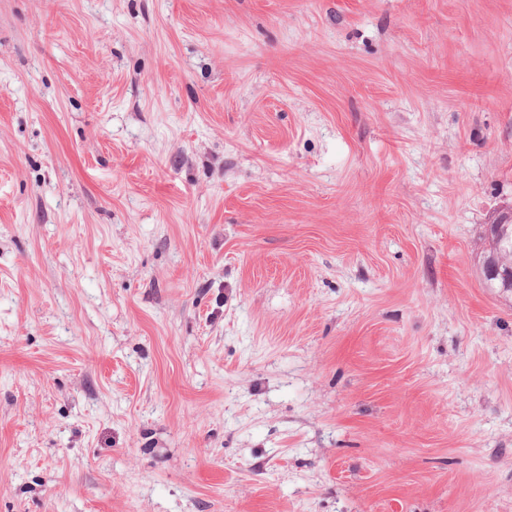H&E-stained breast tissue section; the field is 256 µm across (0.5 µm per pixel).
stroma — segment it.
Returning <instances> with one entry per match:
<instances>
[{
  "label": "stroma",
  "instance_id": "1",
  "mask_svg": "<svg viewBox=\"0 0 512 512\" xmlns=\"http://www.w3.org/2000/svg\"><path fill=\"white\" fill-rule=\"evenodd\" d=\"M512 0H0V512H512ZM484 280L490 286L495 285L496 281L500 280L505 285L512 288V266L508 263L506 266H502L501 262H497L493 257L486 258L483 263Z\"/></svg>",
  "mask_w": 512,
  "mask_h": 512
}]
</instances>
